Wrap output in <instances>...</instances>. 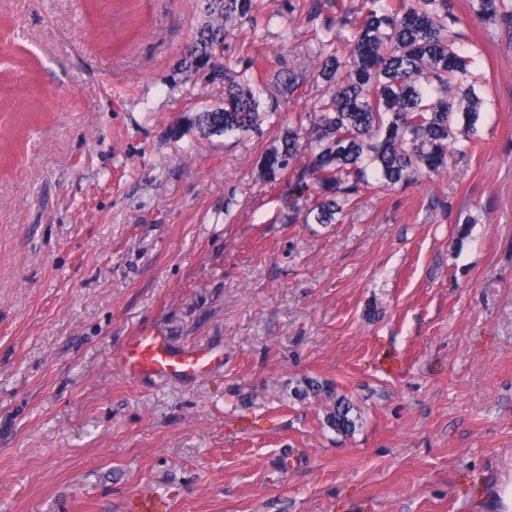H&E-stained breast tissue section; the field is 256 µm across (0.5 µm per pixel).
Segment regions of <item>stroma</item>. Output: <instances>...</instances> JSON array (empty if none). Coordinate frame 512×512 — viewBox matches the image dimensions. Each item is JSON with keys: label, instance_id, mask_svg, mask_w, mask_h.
Segmentation results:
<instances>
[{"label": "stroma", "instance_id": "1", "mask_svg": "<svg viewBox=\"0 0 512 512\" xmlns=\"http://www.w3.org/2000/svg\"><path fill=\"white\" fill-rule=\"evenodd\" d=\"M311 2L254 0L227 59L314 73L319 40L351 28ZM451 2L482 77L469 150L324 226L280 223L288 180L255 167L318 83L205 140L189 113L224 87L176 68L193 0H0V512L144 495L167 512H506L512 35ZM146 325L223 367L126 377L115 359ZM385 351L401 374L377 370ZM306 378L357 405L353 434L295 396Z\"/></svg>", "mask_w": 512, "mask_h": 512}]
</instances>
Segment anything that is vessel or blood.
<instances>
[{
	"mask_svg": "<svg viewBox=\"0 0 512 512\" xmlns=\"http://www.w3.org/2000/svg\"><path fill=\"white\" fill-rule=\"evenodd\" d=\"M217 364V359L203 349L175 352L167 337L154 329H142L131 336L119 359L123 372L134 379L199 378Z\"/></svg>",
	"mask_w": 512,
	"mask_h": 512,
	"instance_id": "vessel-or-blood-1",
	"label": "vessel or blood"
}]
</instances>
